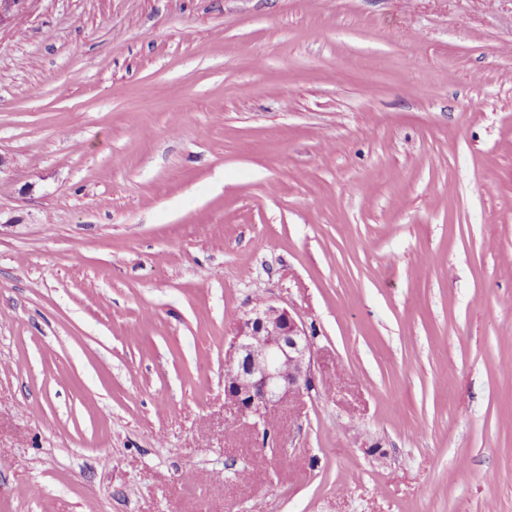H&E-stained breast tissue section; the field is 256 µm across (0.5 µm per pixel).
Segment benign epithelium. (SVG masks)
I'll list each match as a JSON object with an SVG mask.
<instances>
[{"instance_id": "obj_1", "label": "benign epithelium", "mask_w": 512, "mask_h": 512, "mask_svg": "<svg viewBox=\"0 0 512 512\" xmlns=\"http://www.w3.org/2000/svg\"><path fill=\"white\" fill-rule=\"evenodd\" d=\"M24 0H0V26L20 16ZM316 337L298 312L269 299L253 305L224 351V400L254 429L280 405L315 385Z\"/></svg>"}]
</instances>
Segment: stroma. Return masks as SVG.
Returning a JSON list of instances; mask_svg holds the SVG:
<instances>
[{
  "mask_svg": "<svg viewBox=\"0 0 512 512\" xmlns=\"http://www.w3.org/2000/svg\"><path fill=\"white\" fill-rule=\"evenodd\" d=\"M0 28V512H512V0H24ZM317 382L224 403L251 303Z\"/></svg>",
  "mask_w": 512,
  "mask_h": 512,
  "instance_id": "35a3bbf8",
  "label": "stroma"
}]
</instances>
